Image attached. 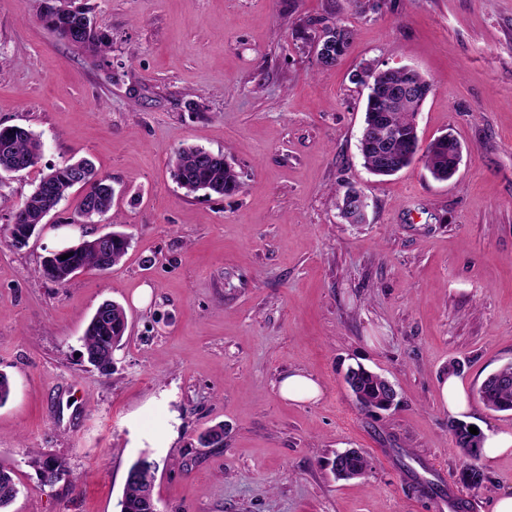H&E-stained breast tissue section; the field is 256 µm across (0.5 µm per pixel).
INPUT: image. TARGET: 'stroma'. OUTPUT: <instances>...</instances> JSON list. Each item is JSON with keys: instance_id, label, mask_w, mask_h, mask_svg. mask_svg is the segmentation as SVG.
<instances>
[{"instance_id": "35a3bbf8", "label": "stroma", "mask_w": 512, "mask_h": 512, "mask_svg": "<svg viewBox=\"0 0 512 512\" xmlns=\"http://www.w3.org/2000/svg\"><path fill=\"white\" fill-rule=\"evenodd\" d=\"M112 36L97 67L40 20L43 0H0V126L40 135L42 165L91 160L115 190L109 215L77 223L81 189L27 246L0 240V466L9 512H119L130 466L157 467L160 512H494L512 491V455L461 480L441 397L450 364L478 428L512 432V411L478 399L512 363V0H75ZM353 39L330 68L308 21ZM407 65L432 92L420 147L449 132L455 175L423 161L369 173L359 150L367 96L353 73ZM183 145L227 153L240 193L188 195L171 175ZM368 196L366 223L339 215ZM130 235L124 260L65 287L41 277L59 236ZM150 286L141 305L135 294ZM106 301L127 313L109 371L82 337ZM360 364L398 405L361 412L343 376ZM314 376L313 401L278 393ZM224 427L204 448L203 430ZM370 469L336 479V453ZM39 451L69 474L47 485ZM278 391L282 398L291 401L314 400L321 394L320 384L312 376L300 372L285 376Z\"/></svg>"}]
</instances>
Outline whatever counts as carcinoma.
Here are the masks:
<instances>
[{"label": "carcinoma", "instance_id": "cac0c4a2", "mask_svg": "<svg viewBox=\"0 0 512 512\" xmlns=\"http://www.w3.org/2000/svg\"><path fill=\"white\" fill-rule=\"evenodd\" d=\"M88 10L43 8V24L60 40L84 51L103 66L111 64L112 51L110 34L98 28ZM322 33L332 38L336 45L334 53L341 54L353 38V31L345 26H324ZM393 83L415 84L422 88V96L413 101H397L384 104L376 87H368L365 119L372 113H384V127L394 133L405 135L411 131L421 105L431 91L429 81L414 69L398 68L391 74ZM452 146L446 142H431L424 153L426 169L437 180L448 179L449 154ZM42 159L40 136L19 126L0 127V172L18 173L36 168ZM173 177L188 194L204 192L210 196H232L240 192V173L225 162L224 153H213L199 146L178 149L173 159ZM83 189L78 205V214L87 220L103 216L112 208L114 189L109 179L100 176L93 164L86 160L67 161L61 165L49 166L40 172L38 182L31 194L19 206L11 209L10 221L0 228L6 242L15 249L26 246V238L34 226L44 223L45 218L59 204L68 198L74 187ZM131 239L122 232H111L101 240L83 239L69 247L73 256L57 263L44 261L40 274L60 285H66L72 275L85 269L106 271L118 265L127 254ZM127 330L124 308L115 302L102 303L92 316L83 338L86 362L104 372L112 365V353L123 346ZM345 382L357 397V405L366 411L388 410L394 405V391L381 376L362 366L350 367ZM480 401L495 411H512V364L490 374L478 389ZM454 443L462 458V479L472 489L484 485V474L477 464L481 450V439L469 432V425L456 422L450 426ZM203 447H219L224 444V426L209 428L198 437ZM36 470L49 468L67 475L63 460L38 452L31 455ZM369 466L366 456L356 450H347L335 456L332 470L336 477L343 479L362 473ZM154 479L124 484L120 512H147L146 504L154 499ZM18 494V488L11 472L0 467V512H7Z\"/></svg>", "mask_w": 512, "mask_h": 512}]
</instances>
